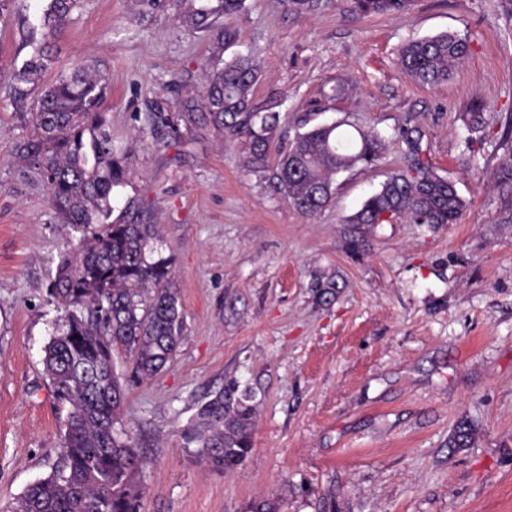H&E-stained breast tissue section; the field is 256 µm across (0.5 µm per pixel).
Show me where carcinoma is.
Returning a JSON list of instances; mask_svg holds the SVG:
<instances>
[{
    "label": "carcinoma",
    "mask_w": 512,
    "mask_h": 512,
    "mask_svg": "<svg viewBox=\"0 0 512 512\" xmlns=\"http://www.w3.org/2000/svg\"><path fill=\"white\" fill-rule=\"evenodd\" d=\"M80 0H46L39 24L30 27L29 55L13 65L16 86L39 89L30 113L33 135L18 147L50 190L62 222L82 234L79 249L61 257L50 290L64 317L45 350L44 371L55 398L70 406L61 461L46 478L30 485L8 512H139L136 476L145 458L133 436L115 427L125 389L112 363L114 346L135 356L136 372L151 377L173 358L182 336L183 316L171 265L150 260L147 252L159 237L158 225L139 211L112 219L114 189L127 184L126 151L112 142L104 112L106 75L96 67L76 65L54 76L52 43ZM245 0H216L192 7L188 27L207 31L221 13L242 9ZM348 11L381 15L401 11L412 0H343ZM467 42L440 33L406 44L401 66L418 82L438 86L464 60ZM259 80L254 62L237 56L207 75L205 111L191 107L176 121L190 130L213 126L230 139L245 138L244 166L265 174L284 200L305 215L324 208L333 197V176L374 165L384 154L385 139L375 130L345 123L296 132L273 167L268 156L279 113L259 111L250 96ZM425 133L409 121L399 133L406 167L391 172L348 224H385L406 217L415 224H455L465 208L455 183L439 176L423 159ZM256 393L229 381L201 401L184 431L185 444L211 467L230 471L252 452ZM473 429L462 421L450 440L467 446Z\"/></svg>",
    "instance_id": "carcinoma-1"
}]
</instances>
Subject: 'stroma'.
Returning <instances> with one entry per match:
<instances>
[{"mask_svg": "<svg viewBox=\"0 0 512 512\" xmlns=\"http://www.w3.org/2000/svg\"><path fill=\"white\" fill-rule=\"evenodd\" d=\"M55 43L56 66L94 64L129 181L114 216L139 210L161 228L184 315L182 342L143 379L115 347L126 400L120 427L146 459L140 512H512V205L500 168L512 160V0H412L359 17L340 0L295 13L245 0L211 29L187 27L190 0H80ZM43 0L0 13V512L56 466L67 406L43 368L64 311L50 296L59 256L79 235L19 159L37 92L7 78ZM458 34L468 54L447 83L415 81L398 63L408 42ZM259 68L251 102L277 107L273 144L299 120L375 129V165L338 174L334 200L307 216L262 175L246 141L213 127L173 129L154 114L200 104L213 67ZM484 125L465 122L473 104ZM424 132L426 157L465 200L459 223L351 224L401 165L398 131ZM333 291H326V284ZM257 393L251 455L224 472L185 445L207 393L228 379ZM468 422L472 439L449 438Z\"/></svg>", "mask_w": 512, "mask_h": 512, "instance_id": "35a3bbf8", "label": "stroma"}]
</instances>
